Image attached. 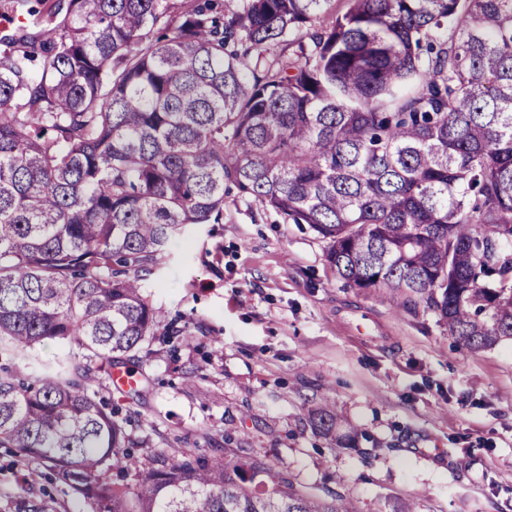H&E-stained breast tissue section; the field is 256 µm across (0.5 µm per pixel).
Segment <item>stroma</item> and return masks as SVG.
<instances>
[{"mask_svg":"<svg viewBox=\"0 0 512 512\" xmlns=\"http://www.w3.org/2000/svg\"><path fill=\"white\" fill-rule=\"evenodd\" d=\"M35 15L0 0V37H38ZM143 294L179 333L137 354L134 434L158 451L235 456L251 448L307 494L357 512H512V341L472 351L424 301L351 287L325 245L226 185L224 221L192 228ZM332 406V432L316 414ZM92 512L0 448V512Z\"/></svg>","mask_w":512,"mask_h":512,"instance_id":"1","label":"stroma"}]
</instances>
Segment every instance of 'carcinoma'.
I'll return each instance as SVG.
<instances>
[{
	"instance_id": "carcinoma-1",
	"label": "carcinoma",
	"mask_w": 512,
	"mask_h": 512,
	"mask_svg": "<svg viewBox=\"0 0 512 512\" xmlns=\"http://www.w3.org/2000/svg\"><path fill=\"white\" fill-rule=\"evenodd\" d=\"M67 0L0 43V447L93 512H355L256 457L142 466L101 396L161 311L142 274L224 182L361 289L423 299L471 350L512 340V0ZM69 348L40 362L36 347ZM39 363L32 383L24 369ZM118 467L134 484L108 485Z\"/></svg>"
}]
</instances>
